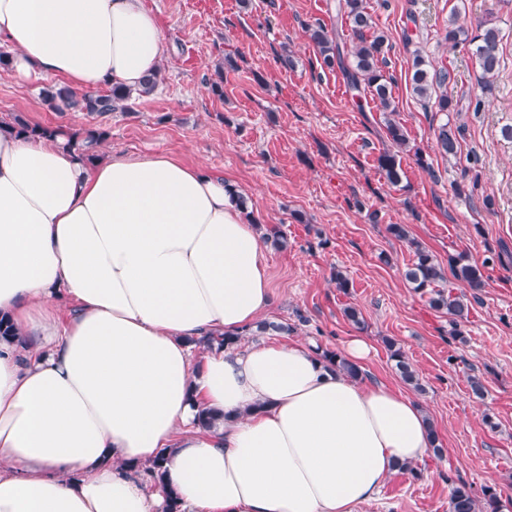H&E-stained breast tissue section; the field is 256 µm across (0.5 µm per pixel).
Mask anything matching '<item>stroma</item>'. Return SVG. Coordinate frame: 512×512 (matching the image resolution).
Instances as JSON below:
<instances>
[{"label":"stroma","mask_w":512,"mask_h":512,"mask_svg":"<svg viewBox=\"0 0 512 512\" xmlns=\"http://www.w3.org/2000/svg\"><path fill=\"white\" fill-rule=\"evenodd\" d=\"M144 2L169 46L152 94L126 111L55 112L41 92L62 79L19 83L0 71V120L101 128L105 149L131 158L172 153L223 173L248 197L253 218L288 237L287 249L265 252L274 288L266 320L291 324L290 338L335 352L361 336L371 347L365 375L397 385L387 350L395 342L419 375L413 397L434 420L443 456L427 458L420 477L393 475L359 512H448L452 476L477 494L498 486L503 512H512V139L502 134L512 127V0H365L388 38L389 113L370 95L348 92L341 69L321 67L305 36V24L318 19L348 39L338 0ZM454 11L469 32L489 21L501 35L496 88L479 112L468 108L480 93L474 46L444 40ZM286 50L287 68L278 61ZM417 50L430 67L450 70L447 91L461 111H437L413 93ZM228 56L236 69H224ZM391 119L411 145L395 185L377 167L392 146ZM446 122L461 127L453 155L436 147ZM417 148L428 168L416 163ZM391 224L405 225L409 241L393 237ZM414 240L440 263L464 252L486 265L487 286L469 294L460 335L404 280ZM336 270L349 278L348 291L337 289ZM349 306L361 310L365 329L345 317ZM473 375L485 384L483 397L470 390ZM487 414L493 426L484 424Z\"/></svg>","instance_id":"obj_1"}]
</instances>
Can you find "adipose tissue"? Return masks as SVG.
I'll return each instance as SVG.
<instances>
[{"label": "adipose tissue", "instance_id": "adipose-tissue-1", "mask_svg": "<svg viewBox=\"0 0 512 512\" xmlns=\"http://www.w3.org/2000/svg\"><path fill=\"white\" fill-rule=\"evenodd\" d=\"M2 47L15 81L78 93L138 92L165 56L144 0H0ZM68 135L0 131V512H164L171 493L178 512H357L432 454L415 399L315 344L196 355L270 305L233 185L169 153L88 160Z\"/></svg>", "mask_w": 512, "mask_h": 512}]
</instances>
